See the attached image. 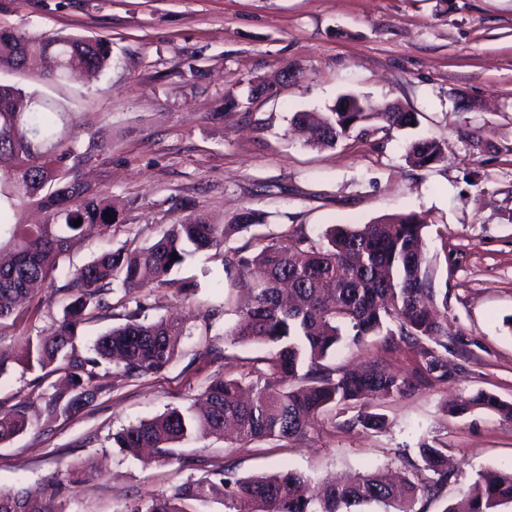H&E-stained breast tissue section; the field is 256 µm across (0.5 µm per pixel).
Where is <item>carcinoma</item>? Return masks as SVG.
Returning a JSON list of instances; mask_svg holds the SVG:
<instances>
[{
	"label": "carcinoma",
	"mask_w": 512,
	"mask_h": 512,
	"mask_svg": "<svg viewBox=\"0 0 512 512\" xmlns=\"http://www.w3.org/2000/svg\"><path fill=\"white\" fill-rule=\"evenodd\" d=\"M33 57L51 60L48 76L64 80L108 69L112 50L98 38L22 36L0 29V74L26 68ZM413 122L414 115L396 104L369 112L353 94L341 96L326 112L293 117L315 148L335 146L355 131L367 135L381 126L407 129ZM72 126L61 104L0 81V226H9L10 233L8 243L0 245V322L11 317L20 299L55 280L61 258L81 239L84 225L110 231L116 223L104 216L112 208L103 194L79 179L78 169L89 152L72 144ZM444 158L435 139L408 143L407 160L414 167H430ZM28 204L45 210L49 221L13 220L15 210ZM78 218L82 225L75 227ZM253 222L248 216L243 224L224 226L189 216L145 247L104 250L70 271L55 288L62 317L49 336L26 340L22 359L29 371H65L66 388L47 395L34 415L25 401L0 409V442L34 425L45 429L80 410L101 389L104 360L120 364L131 379L166 368L188 331L177 319L146 321L138 302L125 324L96 340L93 357L75 349L78 326L90 313L112 309L115 284L130 291L164 284L185 259L187 247L217 248L230 232L247 230ZM425 227L421 216L399 214L372 224L334 225L317 238L302 231L275 242L258 237L250 255H224V274L245 296L224 340L266 349L261 366L213 377L201 411L172 408L122 429L112 436L114 444L131 453L152 448L157 460L170 462L175 459L172 445L192 435L220 436L230 423L243 443L299 438L329 409L349 414L346 426L384 429L386 419L371 411V401L411 391L407 376L374 362L358 370L330 368L324 361L347 338L364 345L378 336L386 346L402 343L414 349L421 377L448 378V292L437 287L426 257ZM473 409L493 410L512 421V403L485 391L451 406V413L460 416ZM419 455L420 463L410 464L409 475L399 484L378 470L314 484L293 471L241 476L227 464L168 494L135 500L126 512H198L196 505L217 495L224 512H356L370 503L395 512H428L429 505L443 499L451 474L445 449L424 443ZM506 504H512V470L479 476L442 512H501ZM0 512L50 510L22 490H1Z\"/></svg>",
	"instance_id": "obj_1"
}]
</instances>
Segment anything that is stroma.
I'll return each mask as SVG.
<instances>
[{"instance_id":"35a3bbf8","label":"stroma","mask_w":512,"mask_h":512,"mask_svg":"<svg viewBox=\"0 0 512 512\" xmlns=\"http://www.w3.org/2000/svg\"><path fill=\"white\" fill-rule=\"evenodd\" d=\"M30 36H101L112 66L96 76L47 77L35 64L10 82L61 103L81 146L107 147L82 164V178L107 196L118 221L89 229L61 263L82 266L101 251L146 246L188 215L251 231L222 247L190 252L164 285L116 289L111 310L86 320L75 345L97 338L143 305L147 319L179 316L189 327L175 359L138 380L111 369L105 389L51 430L35 426L0 443V490H31L49 512H123L129 498L170 493L224 462L239 475L292 470L319 482L376 467L405 469L429 443L448 451V499L478 474L512 468V422L453 402L483 390L512 401V0H0V28ZM372 108L400 104L413 128L352 136L312 148L291 132L298 112H324L344 94ZM474 131L498 146L475 153ZM439 140L445 161L406 159L411 139ZM478 182H471V171ZM426 218V251L448 291L447 381L422 382L413 349L342 342L331 366L378 361L417 389L375 402L387 426L348 428L320 415L296 440L231 442L190 437L179 462H145L114 447L122 428L198 401L210 376L264 356L225 342L243 298L223 283L225 253L251 236L316 237L334 224H369L391 214ZM44 285L7 322L0 349L51 331L61 307ZM223 358L211 362L208 351ZM60 374L36 380L12 365L0 377V406L40 407ZM74 471L85 482L53 498L47 487Z\"/></svg>"}]
</instances>
